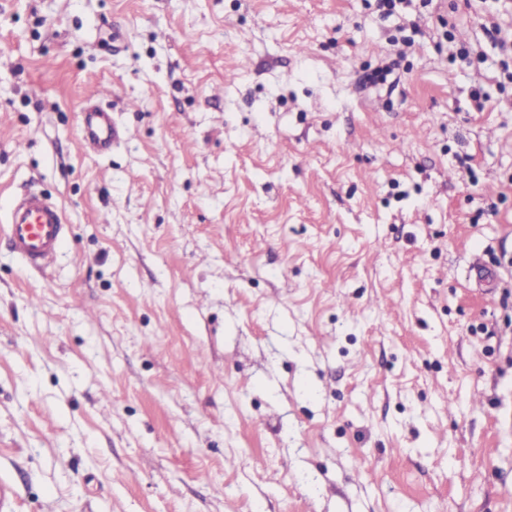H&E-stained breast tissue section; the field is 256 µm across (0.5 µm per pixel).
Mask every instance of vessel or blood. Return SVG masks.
I'll list each match as a JSON object with an SVG mask.
<instances>
[{"label":"vessel or blood","mask_w":512,"mask_h":512,"mask_svg":"<svg viewBox=\"0 0 512 512\" xmlns=\"http://www.w3.org/2000/svg\"><path fill=\"white\" fill-rule=\"evenodd\" d=\"M98 97L96 89L85 94L90 106L84 115L81 135L98 148H108L112 143L126 138L127 130L117 128L112 115L95 107ZM67 229L62 209L48 197L30 192L16 199L10 206L5 235L13 251L24 264L32 269L42 270L53 261L63 243Z\"/></svg>","instance_id":"obj_1"}]
</instances>
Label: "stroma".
<instances>
[{
  "label": "stroma",
  "mask_w": 512,
  "mask_h": 512,
  "mask_svg": "<svg viewBox=\"0 0 512 512\" xmlns=\"http://www.w3.org/2000/svg\"><path fill=\"white\" fill-rule=\"evenodd\" d=\"M31 189L16 512H512V0H0V224ZM129 134L127 129H118L112 122V114L98 107H90L85 111L81 135L90 144L99 149H106L112 143L126 138ZM68 224L62 209L42 193L30 192L10 206L5 235L24 264L43 270L63 243Z\"/></svg>",
  "instance_id": "stroma-1"
}]
</instances>
